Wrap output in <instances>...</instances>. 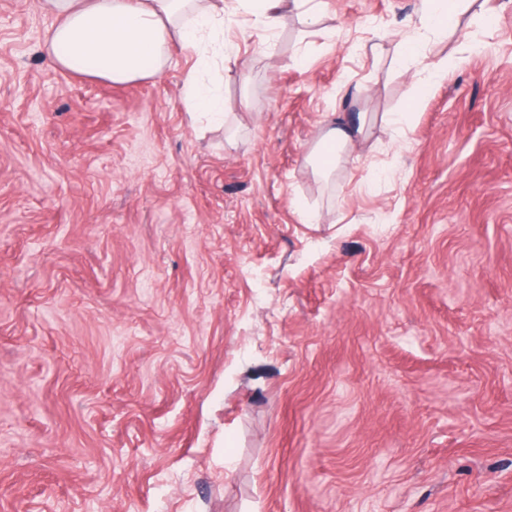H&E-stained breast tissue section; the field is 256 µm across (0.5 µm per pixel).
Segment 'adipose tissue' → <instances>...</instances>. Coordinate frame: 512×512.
Here are the masks:
<instances>
[{"mask_svg":"<svg viewBox=\"0 0 512 512\" xmlns=\"http://www.w3.org/2000/svg\"><path fill=\"white\" fill-rule=\"evenodd\" d=\"M52 18L42 45L51 67L127 83L160 74L173 46L193 51L196 67L184 81L183 100L191 119L225 124L228 114L219 89L204 72L223 65L224 0H40ZM367 123L357 118L328 123L306 157L313 173L331 179L338 164L359 144Z\"/></svg>","mask_w":512,"mask_h":512,"instance_id":"1","label":"adipose tissue"}]
</instances>
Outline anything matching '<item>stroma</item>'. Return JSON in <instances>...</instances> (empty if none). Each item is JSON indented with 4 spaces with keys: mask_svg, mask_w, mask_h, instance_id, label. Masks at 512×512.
Returning a JSON list of instances; mask_svg holds the SVG:
<instances>
[{
    "mask_svg": "<svg viewBox=\"0 0 512 512\" xmlns=\"http://www.w3.org/2000/svg\"><path fill=\"white\" fill-rule=\"evenodd\" d=\"M420 4L228 0L219 128L192 54L61 72L0 0V512H512V0ZM333 112L372 124L324 183ZM250 11L254 25L266 32L275 31L286 9L299 10L312 0H241ZM419 15L421 27L435 33H446L454 26L455 0H423Z\"/></svg>",
    "mask_w": 512,
    "mask_h": 512,
    "instance_id": "stroma-1",
    "label": "stroma"
}]
</instances>
